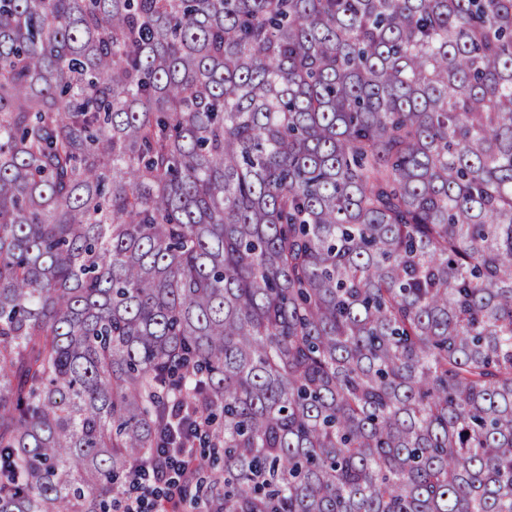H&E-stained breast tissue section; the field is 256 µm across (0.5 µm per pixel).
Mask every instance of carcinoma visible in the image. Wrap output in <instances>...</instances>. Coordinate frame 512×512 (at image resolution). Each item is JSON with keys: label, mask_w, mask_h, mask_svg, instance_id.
I'll return each instance as SVG.
<instances>
[{"label": "carcinoma", "mask_w": 512, "mask_h": 512, "mask_svg": "<svg viewBox=\"0 0 512 512\" xmlns=\"http://www.w3.org/2000/svg\"><path fill=\"white\" fill-rule=\"evenodd\" d=\"M512 512V0H0V512ZM195 458L196 448H178L164 468L139 470V485L159 492L153 493L150 500L144 492L127 498L124 512H187L182 484L192 475Z\"/></svg>", "instance_id": "1"}]
</instances>
